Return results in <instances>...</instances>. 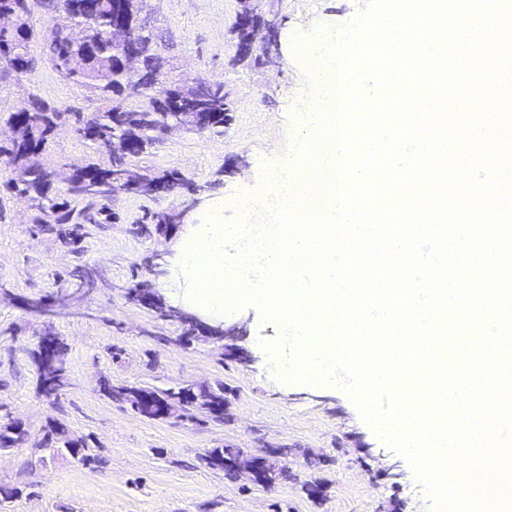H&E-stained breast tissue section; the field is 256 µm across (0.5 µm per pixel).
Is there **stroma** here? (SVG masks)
<instances>
[{
	"label": "stroma",
	"mask_w": 512,
	"mask_h": 512,
	"mask_svg": "<svg viewBox=\"0 0 512 512\" xmlns=\"http://www.w3.org/2000/svg\"><path fill=\"white\" fill-rule=\"evenodd\" d=\"M360 7L361 0H258V12L275 14L279 37L270 48L256 44V51L272 58L257 68L237 55L231 30L238 0H148L170 79L223 84L235 104L234 121L223 133L176 131L140 160L158 171H178L197 186L195 209H188L181 188L156 199L120 193L73 248L37 230L25 201L0 188V418L19 419L29 432L25 446L0 453V483L21 491L0 502V512H436L411 462L339 385L286 380L275 371L268 346L283 336L280 321L264 319L254 304L225 312V323L240 327L238 345L254 357L243 366L225 360L222 341L183 343L179 323L127 296L140 284L171 306L190 305L177 265L190 225L205 223L215 212L234 218L233 200L262 197L264 173L283 170L286 150L313 103L294 36L307 35L308 54H317L321 39L314 27L346 24ZM31 23L39 32L29 43L37 65L0 78V110L37 98L65 112L44 158L63 177L70 166L100 159L69 113L89 114L102 103L46 60L47 19L37 13ZM181 209L187 212L184 223L167 232L136 230L146 215ZM157 253L167 262L161 275L149 267ZM81 265L93 269L96 285L75 302L72 314L45 317L19 306V298L71 287V273ZM46 333L68 344L70 384L55 402L37 397L26 353ZM103 378L160 389L223 382L224 419H207L200 409L192 422L145 418L106 398L98 388ZM53 420L65 424L72 438L86 440L101 464L86 466L64 452L38 459L32 449ZM225 447L249 454L290 448L282 462L288 476L269 489L228 479L204 461L209 449ZM310 484L320 486V499L308 496Z\"/></svg>",
	"instance_id": "1"
}]
</instances>
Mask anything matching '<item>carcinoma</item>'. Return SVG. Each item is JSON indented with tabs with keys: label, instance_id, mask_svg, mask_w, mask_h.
<instances>
[{
	"label": "carcinoma",
	"instance_id": "carcinoma-1",
	"mask_svg": "<svg viewBox=\"0 0 512 512\" xmlns=\"http://www.w3.org/2000/svg\"><path fill=\"white\" fill-rule=\"evenodd\" d=\"M119 4L120 0H66L64 13L49 16L51 26L44 35L47 60L52 67L65 79L92 90L105 102L102 109L89 116L81 112H74L72 116L80 134L95 145L99 154L108 158L109 165L87 164L76 173L72 185L58 189L50 181V169L39 165L34 156L46 151L62 113L40 99L8 111L5 119L7 138L0 143V156L7 158L10 169V177L4 185L26 201L40 231L55 233L73 247L82 241L84 225L95 222L98 207L112 197L115 186L130 187L135 195L153 199L157 183L174 186L184 182L177 171L152 175L129 163L124 155L112 153V129L136 140L144 155L158 139V130L171 119L172 113L184 112L185 121L190 122L196 112H214L215 125L219 126L224 123V113L230 111L232 105L224 98V85L220 83L212 84L201 79L191 85L167 81L169 59L160 51L159 35L150 30L143 35H134L133 41L155 48L156 54L138 58L142 80L155 92V105L152 109L131 106V98L121 92L123 77L112 66V43L106 36ZM4 13L15 15L20 35L5 41L0 46V54L20 57L28 50L33 34L29 26L31 0H0V15ZM60 193L82 203V208L74 210L68 202L58 201ZM67 351L68 345L59 337L57 359L34 365L36 380L57 382L54 401L69 385ZM100 390L108 397L132 406L142 393L150 395L161 407L171 397L169 388L115 386L106 379L100 381ZM224 393L222 383L196 389L195 403L205 410L212 405H222ZM27 441L28 431L22 422L11 420L0 424L1 451L19 448ZM72 444L73 439L65 426L56 422L46 427L36 451L58 453ZM235 452V448H212L207 451L205 460L209 468L222 470L224 459Z\"/></svg>",
	"mask_w": 512,
	"mask_h": 512
}]
</instances>
